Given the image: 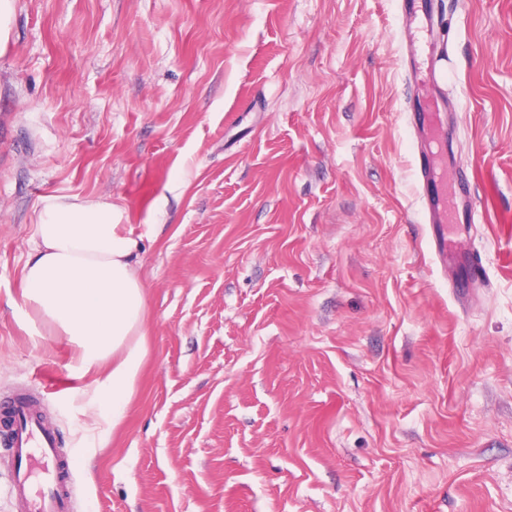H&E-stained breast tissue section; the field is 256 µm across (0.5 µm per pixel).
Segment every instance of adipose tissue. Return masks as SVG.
<instances>
[{
    "instance_id": "obj_1",
    "label": "adipose tissue",
    "mask_w": 512,
    "mask_h": 512,
    "mask_svg": "<svg viewBox=\"0 0 512 512\" xmlns=\"http://www.w3.org/2000/svg\"><path fill=\"white\" fill-rule=\"evenodd\" d=\"M141 250V237L124 229L112 205L48 198L23 272V300L35 316L69 338L82 364L111 363L95 403L116 424L146 355Z\"/></svg>"
}]
</instances>
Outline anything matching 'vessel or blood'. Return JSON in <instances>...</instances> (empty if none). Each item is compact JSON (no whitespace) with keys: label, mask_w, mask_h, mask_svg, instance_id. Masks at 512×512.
Listing matches in <instances>:
<instances>
[{"label":"vessel or blood","mask_w":512,"mask_h":512,"mask_svg":"<svg viewBox=\"0 0 512 512\" xmlns=\"http://www.w3.org/2000/svg\"><path fill=\"white\" fill-rule=\"evenodd\" d=\"M402 9L409 20L406 31L407 62L412 77L423 86L425 94L417 102L413 121L431 142L420 155L416 172V188L421 203H431L430 191L440 188L443 197L433 207V223L456 226L466 209L458 200L455 182L440 184V166L448 155V140L440 133L441 119L431 106L444 87L447 70L443 64L444 47L434 34V19L425 0H402ZM0 411L13 416L15 424L9 432V446L17 467L13 473L10 493L21 506V512H70L71 484L58 456L56 438L41 422L38 408L30 401H5Z\"/></svg>","instance_id":"vessel-or-blood-1"}]
</instances>
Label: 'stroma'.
Segmentation results:
<instances>
[{
    "label": "stroma",
    "instance_id": "stroma-1",
    "mask_svg": "<svg viewBox=\"0 0 512 512\" xmlns=\"http://www.w3.org/2000/svg\"><path fill=\"white\" fill-rule=\"evenodd\" d=\"M428 4L476 211L451 257L415 191L401 0H15L0 400L73 380L44 404L75 512H512V0ZM47 197L143 240L116 426L106 368L23 303Z\"/></svg>",
    "mask_w": 512,
    "mask_h": 512
}]
</instances>
